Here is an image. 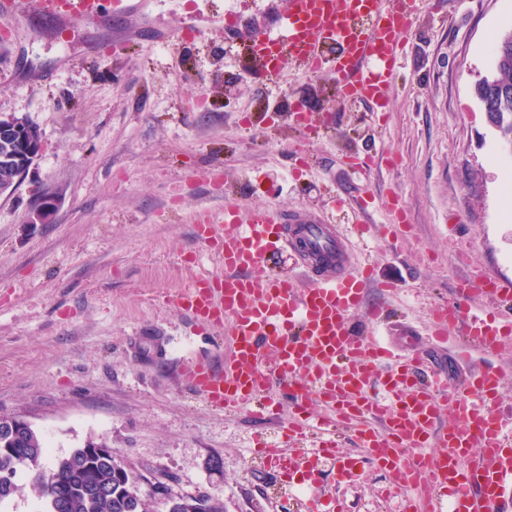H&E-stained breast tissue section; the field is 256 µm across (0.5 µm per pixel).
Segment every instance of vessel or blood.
<instances>
[{"instance_id":"obj_1","label":"vessel or blood","mask_w":512,"mask_h":512,"mask_svg":"<svg viewBox=\"0 0 512 512\" xmlns=\"http://www.w3.org/2000/svg\"><path fill=\"white\" fill-rule=\"evenodd\" d=\"M101 0H0V21L33 13L70 24L98 16ZM421 0H289L275 27L257 28L247 51L271 73L275 49L288 50L309 72H328L340 95L384 111L387 91L402 63L404 32ZM335 43L336 59L322 53ZM198 234L218 239L222 271L196 278L177 300L179 310L208 325L231 326V350L221 365L195 364V390L233 410L263 399L276 412L279 392L290 397L277 444L260 443L258 456L287 459L298 448L305 480L317 484L319 467L336 465L337 483L354 484L364 466L381 472L390 491L403 495V512H498L512 486V432L496 408L503 376L495 369L460 383L435 372L423 377L418 359L395 355L374 334L389 316L385 303H366L370 266H353L347 239L330 224H285L278 211L241 214L225 202L224 220L205 221ZM303 247H296V239ZM291 251L308 277L272 272L269 263ZM484 295L512 301V285L493 274L464 280L452 306L437 309L434 335L458 328L468 347L497 353L512 341V325L466 308ZM448 425L438 428L440 415ZM353 433L362 450L341 452L336 432Z\"/></svg>"}]
</instances>
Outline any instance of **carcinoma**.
I'll use <instances>...</instances> for the list:
<instances>
[{
    "label": "carcinoma",
    "instance_id": "obj_1",
    "mask_svg": "<svg viewBox=\"0 0 512 512\" xmlns=\"http://www.w3.org/2000/svg\"><path fill=\"white\" fill-rule=\"evenodd\" d=\"M492 82L477 84L478 98L488 120L501 126L503 148L512 152V50L502 54L495 48ZM22 448L15 456L0 455V473L16 475L23 466L31 474V487L44 504L40 512H148L138 496L139 480L130 465L108 453L99 455L92 445L77 448L47 467L48 449L37 431L20 437ZM193 512H221L207 495L189 496Z\"/></svg>",
    "mask_w": 512,
    "mask_h": 512
}]
</instances>
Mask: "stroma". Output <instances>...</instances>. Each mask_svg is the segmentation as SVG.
<instances>
[{
	"label": "stroma",
	"instance_id": "obj_1",
	"mask_svg": "<svg viewBox=\"0 0 512 512\" xmlns=\"http://www.w3.org/2000/svg\"><path fill=\"white\" fill-rule=\"evenodd\" d=\"M209 3L236 14L234 37L216 25L186 36L192 0H145L138 13L65 32L21 14L0 30V117L28 120L42 139L19 187L0 198V416L32 423L54 459L106 442L145 474L138 494L150 512L168 510L155 479L171 497L205 494L223 512H311L312 491L252 453L255 436L277 439L278 419L228 414L195 392L191 367L221 361L230 329L191 319L176 301L221 271L217 244L197 235L201 210L220 212L229 198L245 214L329 213L349 226L359 216L336 196L371 188L372 223L392 222V194L408 217L396 244L379 233L365 249L377 282L368 300L382 297L381 283L397 287L384 339L426 352L452 380L500 370L512 431V344L464 360L455 341L431 340L434 312L453 303L460 280L512 282V155L475 92L512 31V0L424 7L380 120L336 95L329 75L305 77L295 57L278 78L225 57L288 0ZM297 99L317 135L295 122ZM354 153L375 155V168L350 166ZM298 157L308 167L295 169ZM43 194L61 202L36 224ZM336 493L348 512H401L373 469Z\"/></svg>",
	"mask_w": 512,
	"mask_h": 512
}]
</instances>
